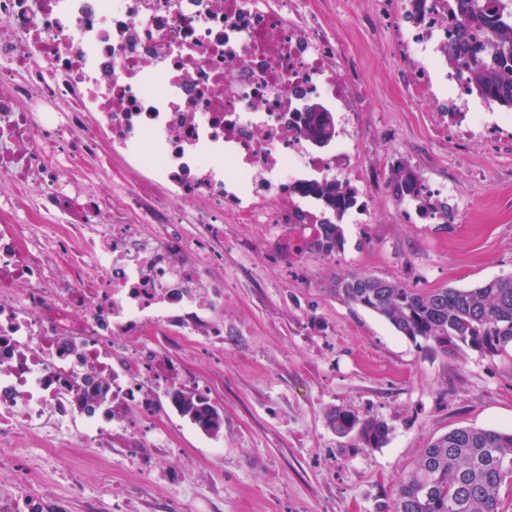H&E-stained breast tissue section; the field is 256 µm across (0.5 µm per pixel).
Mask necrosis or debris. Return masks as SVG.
<instances>
[{
	"instance_id": "1",
	"label": "necrosis or debris",
	"mask_w": 512,
	"mask_h": 512,
	"mask_svg": "<svg viewBox=\"0 0 512 512\" xmlns=\"http://www.w3.org/2000/svg\"><path fill=\"white\" fill-rule=\"evenodd\" d=\"M410 101L448 139L469 94L448 70V0H387ZM326 0H0V447L167 442L189 381L150 336L224 342V227L272 229L284 257L309 204L294 186L363 175L367 110L336 62ZM341 113L313 147L309 97ZM99 169L84 171L88 159ZM125 174L113 193L98 189ZM144 347L133 350L132 345ZM35 475L0 512H39Z\"/></svg>"
}]
</instances>
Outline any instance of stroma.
Masks as SVG:
<instances>
[{
	"label": "stroma",
	"instance_id": "1",
	"mask_svg": "<svg viewBox=\"0 0 512 512\" xmlns=\"http://www.w3.org/2000/svg\"><path fill=\"white\" fill-rule=\"evenodd\" d=\"M329 25L369 111L349 152L362 154L356 189L369 211L342 221L343 250L284 259L251 224L224 227V347L208 337L155 342L203 380L219 410L217 435L177 410L173 442L132 467L120 434L93 448H32L47 512H390L397 483L422 448L461 427L512 428V349L492 357L431 353L372 311L337 298L336 278L364 273L412 288H471L512 274V111L481 125L449 123V146L404 94L401 67L371 30L388 28L375 0H331ZM388 156H380L381 146ZM405 163L454 188L462 207L443 224L405 217L386 186ZM336 407L373 416L387 442L367 448L330 427Z\"/></svg>",
	"mask_w": 512,
	"mask_h": 512
}]
</instances>
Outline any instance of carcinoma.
Returning <instances> with one entry per match:
<instances>
[{
    "label": "carcinoma",
    "mask_w": 512,
    "mask_h": 512,
    "mask_svg": "<svg viewBox=\"0 0 512 512\" xmlns=\"http://www.w3.org/2000/svg\"><path fill=\"white\" fill-rule=\"evenodd\" d=\"M500 0H448V65L467 90L488 104L512 110V9ZM302 117L316 145L336 132L333 113L321 103ZM389 185L400 199L423 201L421 175L406 165L391 170ZM321 206L317 223L297 213L291 229L302 239L301 252L331 255L344 246L340 224L357 192L334 179L293 188ZM334 292L346 302L383 317L396 331L432 352L469 349L493 356L512 348V275L473 288H409L399 281L367 274L339 278ZM179 413L209 434L221 418L210 399L180 394ZM327 420L339 435L365 447H379L387 425L375 417L340 408ZM512 482V431L456 428L422 449L413 471L397 484L392 512H500V488Z\"/></svg>",
    "instance_id": "1"
}]
</instances>
